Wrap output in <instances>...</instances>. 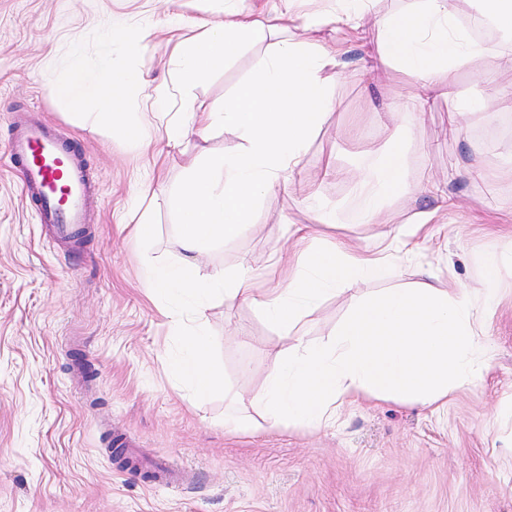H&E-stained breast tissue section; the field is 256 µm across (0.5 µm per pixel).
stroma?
<instances>
[{
	"mask_svg": "<svg viewBox=\"0 0 512 512\" xmlns=\"http://www.w3.org/2000/svg\"><path fill=\"white\" fill-rule=\"evenodd\" d=\"M413 5L371 0L357 41L336 23L313 32L348 49L330 78L333 107L290 185L260 201L239 237L213 244L196 273L245 261L256 287H271L269 262L285 255L291 224L313 225L319 243L347 238L378 249L437 206L426 188L439 181L457 208L430 225L414 260L395 261L384 283L354 292L407 286L423 270L441 288L467 283L489 314L490 369L429 408L371 400L330 426L270 428L251 398L286 343L260 311L209 302V360L225 388L191 397L173 370L183 354L169 317L176 302L142 285L147 268L181 261L167 195L206 155L241 144L218 126L172 147L158 129L180 119L184 102L199 112L222 104L264 58V45L180 84L173 50L182 22L223 20L227 0H0V512H512V110L478 106L512 59V33L484 23L475 0H453L456 30L482 51L456 66L454 97L437 100L409 133L420 104L403 68L380 62L374 24ZM132 28L144 35L135 54L123 40ZM76 50L88 77L106 59L141 72L124 122L78 120L56 97ZM29 115L56 125L94 185L88 234L72 251L45 241L10 169L12 121ZM126 123L143 126L140 139L126 138ZM397 140L412 191L387 197L386 223L362 222L354 177ZM473 157L484 179L458 175ZM313 191L333 223L310 211ZM145 212L156 234L140 241L131 228ZM494 256L502 263L488 295L484 268ZM348 305L346 296L324 297L303 320L306 340L328 343ZM228 412L239 429L225 427ZM158 457L189 469L182 485L153 484Z\"/></svg>",
	"mask_w": 512,
	"mask_h": 512,
	"instance_id": "obj_1",
	"label": "stroma"
}]
</instances>
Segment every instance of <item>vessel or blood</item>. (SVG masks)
Here are the masks:
<instances>
[{
	"label": "vessel or blood",
	"instance_id": "obj_1",
	"mask_svg": "<svg viewBox=\"0 0 512 512\" xmlns=\"http://www.w3.org/2000/svg\"><path fill=\"white\" fill-rule=\"evenodd\" d=\"M9 155L51 243L75 246L87 232L86 205L93 189L77 155L58 131L42 120L15 126Z\"/></svg>",
	"mask_w": 512,
	"mask_h": 512
}]
</instances>
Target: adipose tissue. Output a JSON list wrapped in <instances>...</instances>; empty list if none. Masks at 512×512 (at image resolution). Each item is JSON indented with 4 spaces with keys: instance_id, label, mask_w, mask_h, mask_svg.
Listing matches in <instances>:
<instances>
[{
    "instance_id": "1",
    "label": "adipose tissue",
    "mask_w": 512,
    "mask_h": 512,
    "mask_svg": "<svg viewBox=\"0 0 512 512\" xmlns=\"http://www.w3.org/2000/svg\"><path fill=\"white\" fill-rule=\"evenodd\" d=\"M452 4L416 0L414 9L386 16L377 25L381 61L403 67L423 109L437 98L451 97L455 64L476 50L454 30ZM321 23L314 15L298 19L287 8L273 15L231 9L223 21L202 27L177 47L182 80L209 75L249 44H266L268 52L222 106L209 112L186 108L184 120L167 127L173 145L190 131L203 134L217 125L234 130L243 145L210 156L170 195L183 258L175 266L149 269L144 280L148 294H175L189 302L172 314L186 328L184 356L175 371L198 393L224 385L223 374L206 363L202 328L207 296L252 303L277 335L291 339L284 361L252 398L270 427L331 425L345 406L364 399L412 400L430 407L476 383L490 367L477 347L487 334L485 314L467 284L440 288L422 281L371 297L353 296L350 290L358 282L386 276L388 260L348 240L314 244L307 224L289 225L296 264L273 287L256 290L246 266L234 273L215 270L202 279L192 273L202 252L239 236L260 200L291 179L308 140L332 107L325 73L343 66L344 44L288 37L291 28L312 32ZM138 80L137 73L111 66L92 79L75 62L56 94L69 103H97L98 119L108 121L123 112V95ZM423 109L414 122L424 120ZM402 169L403 156L396 148L367 167L358 182L362 221L380 217L387 196L404 189ZM330 292L349 294V315L329 343L314 345L305 340L300 322Z\"/></svg>"
}]
</instances>
